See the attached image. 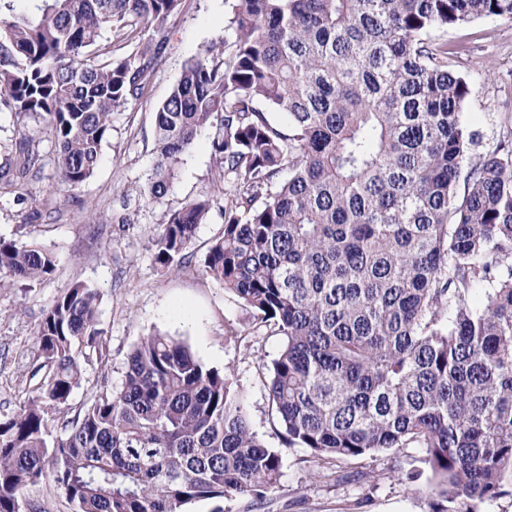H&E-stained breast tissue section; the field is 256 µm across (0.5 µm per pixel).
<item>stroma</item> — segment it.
Masks as SVG:
<instances>
[{
    "label": "stroma",
    "mask_w": 512,
    "mask_h": 512,
    "mask_svg": "<svg viewBox=\"0 0 512 512\" xmlns=\"http://www.w3.org/2000/svg\"><path fill=\"white\" fill-rule=\"evenodd\" d=\"M232 39L224 0H181L170 24L167 47L145 94L112 114V136L94 175L76 191L64 189L56 167L57 146L48 120L17 124L0 111V175L9 176L16 144L28 138L38 154L29 200L0 192V237L22 239L51 250L54 274L28 291L0 288V418L11 417L34 387L30 364L37 357L35 332L59 291L81 281L99 294L106 361L81 359L82 380L70 397L78 412L97 385L120 389L126 356L141 338L160 332L187 344L207 367L234 375L249 421L265 443L281 451V477L260 512H431V474L418 448H399L359 458L323 462L303 448L282 447L268 415L267 381L283 336L257 325L223 285L205 275L201 261L221 232V207L198 225L183 268L161 270L151 239L168 211L214 189L210 134L201 130L183 156L162 203L148 204L139 191L153 172L154 115L191 57L223 53ZM452 67L471 85L463 120L477 133L471 161L512 135V21L481 18L441 33ZM44 206L30 219L32 203ZM104 218L95 233L90 210Z\"/></svg>",
    "instance_id": "obj_1"
}]
</instances>
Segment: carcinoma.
<instances>
[{
  "instance_id": "carcinoma-1",
  "label": "carcinoma",
  "mask_w": 512,
  "mask_h": 512,
  "mask_svg": "<svg viewBox=\"0 0 512 512\" xmlns=\"http://www.w3.org/2000/svg\"><path fill=\"white\" fill-rule=\"evenodd\" d=\"M181 0H0V106L46 116L60 183L97 169L112 112L140 98ZM233 40L189 59L155 112L158 203L198 131L231 185L204 272L285 338L268 404L286 448L319 460L420 448L433 512L512 497V149L474 164L471 90L432 33L512 20V0H229ZM115 50L98 62L99 38ZM284 114L288 126L270 114ZM18 199L37 155L23 145ZM464 191H459V185ZM218 198L170 211L155 263L182 267ZM53 252L0 238V286L31 288ZM98 294L65 286L35 341V395L0 419V512L45 478L77 512L264 504L281 454L251 429L231 374L155 333L69 415L79 358L103 353ZM250 499L243 496H233L224 499V502L213 500H199L187 505V512H213L217 505L223 506L224 512H249L247 506Z\"/></svg>"
}]
</instances>
